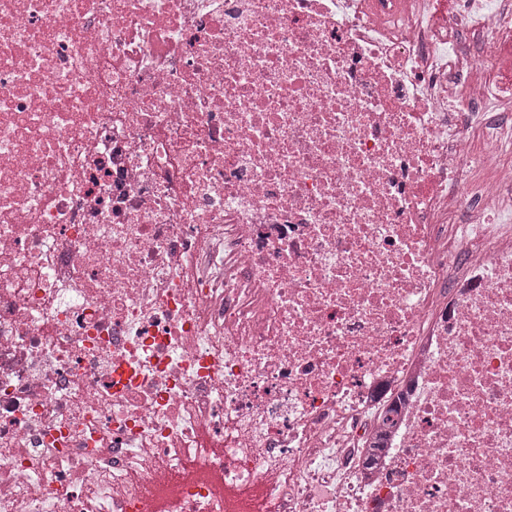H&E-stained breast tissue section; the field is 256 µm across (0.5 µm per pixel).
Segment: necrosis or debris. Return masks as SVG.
Returning a JSON list of instances; mask_svg holds the SVG:
<instances>
[{"mask_svg":"<svg viewBox=\"0 0 512 512\" xmlns=\"http://www.w3.org/2000/svg\"><path fill=\"white\" fill-rule=\"evenodd\" d=\"M0 0V512H512L502 0Z\"/></svg>","mask_w":512,"mask_h":512,"instance_id":"4bbe7bcc","label":"necrosis or debris"}]
</instances>
